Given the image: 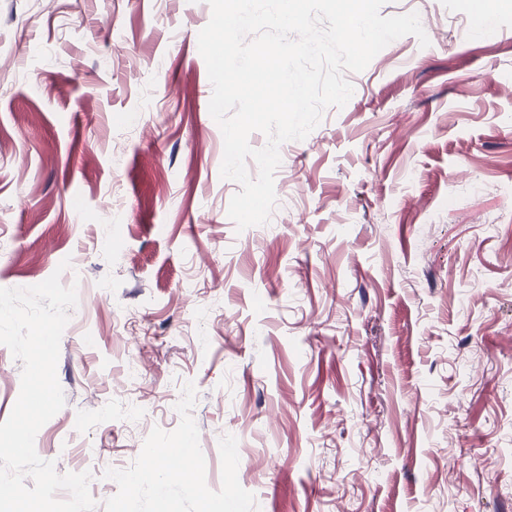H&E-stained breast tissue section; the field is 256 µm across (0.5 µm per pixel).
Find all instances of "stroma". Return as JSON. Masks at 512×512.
Returning <instances> with one entry per match:
<instances>
[{
    "mask_svg": "<svg viewBox=\"0 0 512 512\" xmlns=\"http://www.w3.org/2000/svg\"><path fill=\"white\" fill-rule=\"evenodd\" d=\"M411 12L429 46L347 73L249 235L207 0H0V288L78 287L35 448L95 512H512V0ZM21 371L0 345V422Z\"/></svg>",
    "mask_w": 512,
    "mask_h": 512,
    "instance_id": "obj_1",
    "label": "stroma"
}]
</instances>
